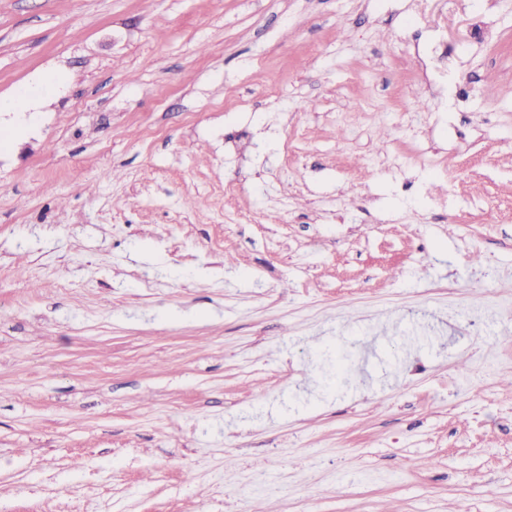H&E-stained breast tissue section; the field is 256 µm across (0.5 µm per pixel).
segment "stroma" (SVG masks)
Instances as JSON below:
<instances>
[{
    "mask_svg": "<svg viewBox=\"0 0 512 512\" xmlns=\"http://www.w3.org/2000/svg\"><path fill=\"white\" fill-rule=\"evenodd\" d=\"M493 87L512 0H0V512H512Z\"/></svg>",
    "mask_w": 512,
    "mask_h": 512,
    "instance_id": "1",
    "label": "stroma"
}]
</instances>
